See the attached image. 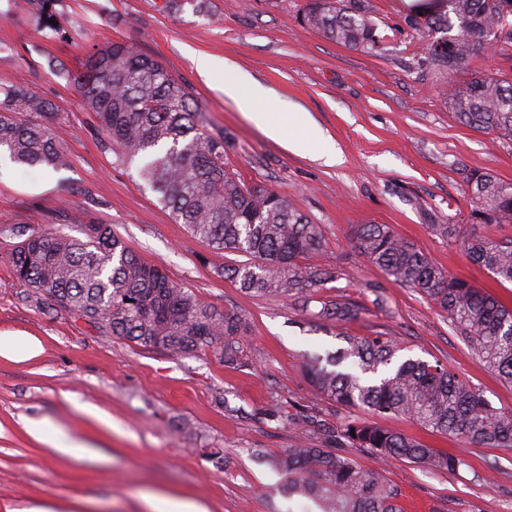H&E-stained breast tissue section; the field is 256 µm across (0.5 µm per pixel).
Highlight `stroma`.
<instances>
[{
  "label": "stroma",
  "instance_id": "1",
  "mask_svg": "<svg viewBox=\"0 0 512 512\" xmlns=\"http://www.w3.org/2000/svg\"><path fill=\"white\" fill-rule=\"evenodd\" d=\"M307 0H58L64 36L37 28L0 0V87L25 85L56 106L53 130L67 168L45 173L0 166V254L11 228H62L61 213L111 225L134 250L201 300L235 313L245 343L240 367L206 350L186 358L147 350L65 311L21 300L0 261V338L35 344L37 355H0V512H154L155 497L189 499L207 512H311L279 490L271 458L312 444L349 450L335 433L361 410L321 400L305 375V355L341 347V335L382 334L405 354L442 360L496 408L512 410V384L479 365L446 313L388 278L351 245L360 224H387L436 264L512 308V284L473 262L460 240L436 232L512 237V224L469 223L465 173L512 181V141L458 122L440 85L446 75L421 61L425 41L409 16L418 0H371L384 49L371 55L305 25ZM125 41L186 80L206 129L224 131L227 167L248 185L268 186L317 224L323 263L339 278L323 294L360 306L358 318L320 320L319 302L301 305L242 292L219 267L247 262L213 251L174 223L121 161L94 117L81 108L72 75L84 54ZM227 62L246 81L234 92L209 78L205 60ZM271 112H306L323 137L301 151L267 137L249 120L252 86ZM337 153L336 164L321 161ZM47 423L76 447L64 453L33 436ZM396 428L429 447L462 456L435 471L406 461L386 476L405 512H512V448L474 447L430 433L406 418Z\"/></svg>",
  "mask_w": 512,
  "mask_h": 512
}]
</instances>
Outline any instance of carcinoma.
Returning <instances> with one entry per match:
<instances>
[{
  "label": "carcinoma",
  "instance_id": "obj_1",
  "mask_svg": "<svg viewBox=\"0 0 512 512\" xmlns=\"http://www.w3.org/2000/svg\"><path fill=\"white\" fill-rule=\"evenodd\" d=\"M444 13L413 22L427 36L424 61L453 73L482 49L512 43V0H446ZM36 24L52 32L57 0H15ZM370 0H309L303 21L339 44L375 54L383 50L371 20ZM75 81L82 107L121 157L139 162V175L177 224L216 250L245 253L254 261L223 267L246 292L307 304L338 278L321 262L316 225L264 185H247L226 170L229 140L201 125L190 86L161 62L125 41L86 55ZM448 107L460 123L512 141V81L475 71L448 81ZM51 100L23 85L0 88V153L24 167L63 169L69 153L53 131ZM476 224L512 223V183L489 172L467 176ZM433 228L452 238L457 224ZM23 240L6 254L22 300L87 319L105 336L172 356L219 353L237 368L244 356L238 316L201 301L145 260L109 224H92L83 237L56 230L16 229ZM462 237V236H460ZM355 249L393 281L429 298L472 348L477 361L512 384V309L436 265L386 224L353 231ZM468 256L502 282L512 283V240L465 235ZM359 308L321 302L318 316L350 321ZM346 346L306 364L307 378L331 404L358 407L380 417H408L422 428L454 434L473 446L512 448V411L491 405L469 381L436 360L403 358L387 336H345ZM339 437L365 448L381 463L407 460L453 470L463 459L375 421L354 419ZM283 475L280 491L312 502L318 512H404L401 490L381 468H365L334 448L301 442L273 460Z\"/></svg>",
  "mask_w": 512,
  "mask_h": 512
}]
</instances>
